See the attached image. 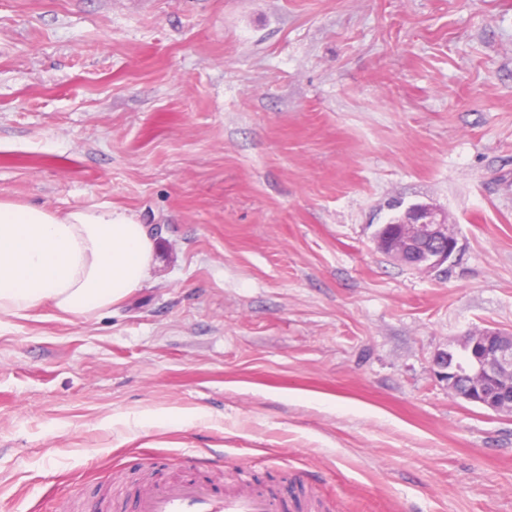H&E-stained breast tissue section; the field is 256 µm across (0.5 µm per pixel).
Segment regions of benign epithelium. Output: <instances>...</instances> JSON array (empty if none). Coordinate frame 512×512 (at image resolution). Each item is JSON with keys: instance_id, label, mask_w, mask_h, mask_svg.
<instances>
[{"instance_id": "obj_1", "label": "benign epithelium", "mask_w": 512, "mask_h": 512, "mask_svg": "<svg viewBox=\"0 0 512 512\" xmlns=\"http://www.w3.org/2000/svg\"><path fill=\"white\" fill-rule=\"evenodd\" d=\"M401 225L396 234L379 228L374 234L376 248L394 260L420 271H433L451 259L458 239L448 216L438 208L414 204L394 218ZM471 353L458 362L437 363L448 382V392L495 413L512 414V393L488 392V384L499 374L512 375V333L484 328L470 331L459 341Z\"/></svg>"}]
</instances>
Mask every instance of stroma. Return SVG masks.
Here are the masks:
<instances>
[{"mask_svg":"<svg viewBox=\"0 0 512 512\" xmlns=\"http://www.w3.org/2000/svg\"><path fill=\"white\" fill-rule=\"evenodd\" d=\"M152 227L110 312L0 325V512L194 473L326 512H512V414L437 353L512 331V0H0V197ZM403 206L458 252L374 247ZM400 224L396 234L385 232V224L374 234L376 248L394 260L420 272L433 271L451 259L458 239L448 216L433 205L421 203L394 218ZM409 258L407 264L404 263Z\"/></svg>","mask_w":512,"mask_h":512,"instance_id":"stroma-1","label":"stroma"}]
</instances>
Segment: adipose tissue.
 Wrapping results in <instances>:
<instances>
[{
  "mask_svg": "<svg viewBox=\"0 0 512 512\" xmlns=\"http://www.w3.org/2000/svg\"><path fill=\"white\" fill-rule=\"evenodd\" d=\"M155 253L150 227L125 210L0 199V319L46 306L71 318L111 310L143 287Z\"/></svg>",
  "mask_w": 512,
  "mask_h": 512,
  "instance_id": "obj_1",
  "label": "adipose tissue"
}]
</instances>
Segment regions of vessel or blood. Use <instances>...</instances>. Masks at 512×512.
<instances>
[{
    "mask_svg": "<svg viewBox=\"0 0 512 512\" xmlns=\"http://www.w3.org/2000/svg\"><path fill=\"white\" fill-rule=\"evenodd\" d=\"M293 506L282 492L245 489L235 483L219 491L207 482L179 479L145 488L136 498L134 512H289Z\"/></svg>",
    "mask_w": 512,
    "mask_h": 512,
    "instance_id": "obj_1",
    "label": "vessel or blood"
}]
</instances>
